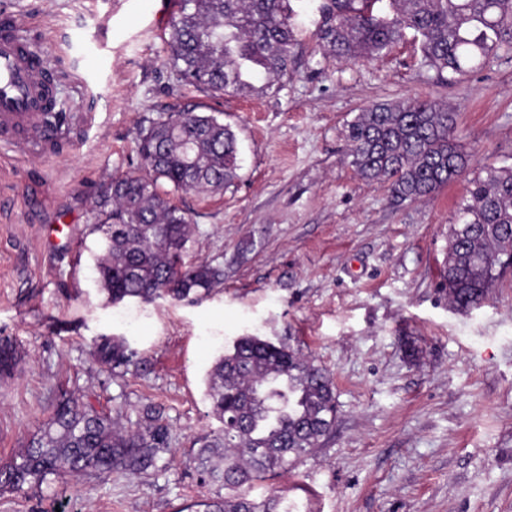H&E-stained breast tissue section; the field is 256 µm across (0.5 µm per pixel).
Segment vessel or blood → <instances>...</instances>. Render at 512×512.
Instances as JSON below:
<instances>
[{"label":"vessel or blood","instance_id":"b4317fda","mask_svg":"<svg viewBox=\"0 0 512 512\" xmlns=\"http://www.w3.org/2000/svg\"><path fill=\"white\" fill-rule=\"evenodd\" d=\"M28 51L16 16L0 15V132L13 131L46 146L56 138L40 121L49 86Z\"/></svg>","mask_w":512,"mask_h":512}]
</instances>
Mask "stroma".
<instances>
[{"instance_id": "35a3bbf8", "label": "stroma", "mask_w": 512, "mask_h": 512, "mask_svg": "<svg viewBox=\"0 0 512 512\" xmlns=\"http://www.w3.org/2000/svg\"><path fill=\"white\" fill-rule=\"evenodd\" d=\"M164 0H0L67 102L72 127L47 154L0 137V340L21 360L0 378V460L26 447L59 388L140 425L164 407L170 450L134 477L48 478L0 494V512H188L223 494L191 458L220 427L205 377L221 347L257 335L299 347L332 374L336 424L298 467L257 483L313 512H512V272L484 305L452 309L441 286L460 179L424 200L359 178L345 130L360 109L450 103L471 171L512 158V57L458 78L422 66L406 39L377 60L315 50L317 17L293 0L298 46L277 91L219 98L166 63ZM193 107L235 132L234 183L173 201L195 216L190 259L221 266L201 300L112 305L91 271V205L136 169L138 128ZM123 336L138 371L94 359Z\"/></svg>"}]
</instances>
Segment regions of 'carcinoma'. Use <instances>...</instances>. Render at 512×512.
<instances>
[{
  "label": "carcinoma",
  "instance_id": "1",
  "mask_svg": "<svg viewBox=\"0 0 512 512\" xmlns=\"http://www.w3.org/2000/svg\"><path fill=\"white\" fill-rule=\"evenodd\" d=\"M291 0H178L166 39L175 79L217 96L265 95L278 87L297 46ZM323 54L338 61L374 59L405 39L419 42L422 64L462 77L499 53L512 52V0H311ZM351 165L367 182L387 185L397 201L417 202L461 178L467 156L457 113L428 100L382 102L347 125ZM142 168L112 177L92 208L100 234L93 271L113 304L158 298L193 301L223 283L224 271L185 261L190 211L178 192L222 189L238 177L237 137L211 114L186 108L138 129ZM448 225L444 278L448 304L469 312L512 267V164L487 165ZM93 355L129 370L138 352L122 336H104ZM18 362L0 343V377ZM218 432L197 440L192 463L204 481L224 486L195 512H296L278 491L257 499L250 489L272 480L321 446L336 421L330 372L291 344L240 336L220 352L206 378ZM145 426L126 430L91 400L62 394L29 444L0 462V492L37 487L48 477L131 476L154 467L169 448L163 411L143 409Z\"/></svg>",
  "mask_w": 512,
  "mask_h": 512
}]
</instances>
